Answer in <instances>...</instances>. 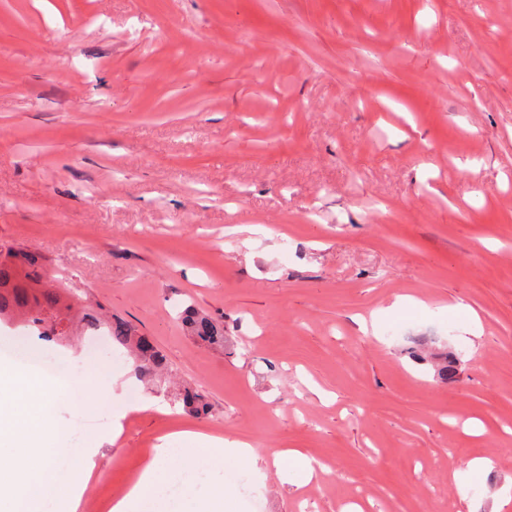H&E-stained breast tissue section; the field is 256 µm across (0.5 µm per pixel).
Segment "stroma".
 <instances>
[{"mask_svg":"<svg viewBox=\"0 0 512 512\" xmlns=\"http://www.w3.org/2000/svg\"><path fill=\"white\" fill-rule=\"evenodd\" d=\"M19 252L73 315L50 342L0 317V362L35 346L114 377L62 412L69 459L101 452L80 512L183 429L257 448L248 512H492L512 491V0H0V259ZM190 304L223 347L187 336ZM83 310L147 335L167 376L138 379ZM277 449L333 464L286 482ZM472 457L493 469L458 487Z\"/></svg>","mask_w":512,"mask_h":512,"instance_id":"obj_1","label":"stroma"}]
</instances>
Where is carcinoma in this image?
I'll list each match as a JSON object with an SVG mask.
<instances>
[{"mask_svg": "<svg viewBox=\"0 0 512 512\" xmlns=\"http://www.w3.org/2000/svg\"><path fill=\"white\" fill-rule=\"evenodd\" d=\"M14 261L0 262V314L12 310L27 312L28 320L41 328V336L52 340L63 335L65 317L60 314V297L47 287L40 297L34 299V306H28L29 296L25 288L15 283ZM182 324L188 332L200 341L215 347H224V321L209 314L186 308L181 315ZM112 341L128 349L138 362L140 374L147 376L158 374L166 367V359L155 345L123 321H114L108 325ZM178 401L183 408L197 414L208 413L209 407L200 392L190 386L178 393Z\"/></svg>", "mask_w": 512, "mask_h": 512, "instance_id": "carcinoma-1", "label": "carcinoma"}]
</instances>
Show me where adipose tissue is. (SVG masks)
I'll list each match as a JSON object with an SVG mask.
<instances>
[{"mask_svg":"<svg viewBox=\"0 0 512 512\" xmlns=\"http://www.w3.org/2000/svg\"><path fill=\"white\" fill-rule=\"evenodd\" d=\"M59 400L44 378L11 368L0 371V505L5 512H43L45 501H56L60 512H79L84 491L97 463L87 449L76 473L59 482L55 459L45 448V429L61 431L63 422L52 417ZM177 447L156 448L137 481L115 500L110 512H175L162 493L173 480L172 462L189 466L204 461L211 469L251 468L256 450L241 440L209 436L197 431L176 433Z\"/></svg>","mask_w":512,"mask_h":512,"instance_id":"adipose-tissue-1","label":"adipose tissue"}]
</instances>
